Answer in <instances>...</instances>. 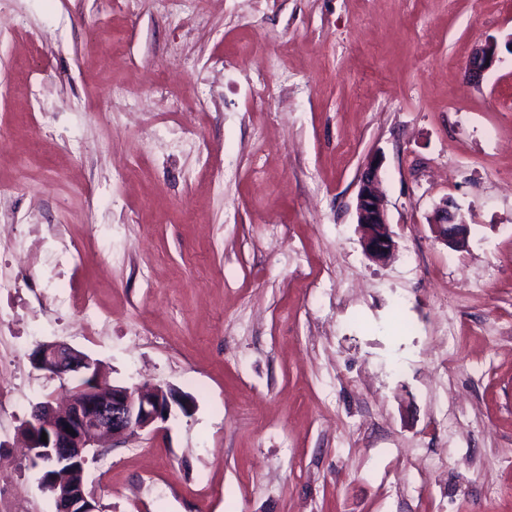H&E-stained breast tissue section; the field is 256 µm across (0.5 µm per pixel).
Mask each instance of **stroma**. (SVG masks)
Instances as JSON below:
<instances>
[{
  "instance_id": "stroma-1",
  "label": "stroma",
  "mask_w": 512,
  "mask_h": 512,
  "mask_svg": "<svg viewBox=\"0 0 512 512\" xmlns=\"http://www.w3.org/2000/svg\"><path fill=\"white\" fill-rule=\"evenodd\" d=\"M0 126V512H55L52 341L192 402L89 459L100 512H512V0H0ZM498 45L494 40H485L478 44L471 55L468 65V77L470 80L479 81L496 62ZM355 210L366 257L374 262L385 261L395 251L396 243L381 189L380 163L376 159H368L361 169ZM458 210L454 202L445 199L428 217V224L437 241L463 252L469 248L471 228Z\"/></svg>"
}]
</instances>
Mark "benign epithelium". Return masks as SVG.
<instances>
[{
  "instance_id": "1",
  "label": "benign epithelium",
  "mask_w": 512,
  "mask_h": 512,
  "mask_svg": "<svg viewBox=\"0 0 512 512\" xmlns=\"http://www.w3.org/2000/svg\"><path fill=\"white\" fill-rule=\"evenodd\" d=\"M497 56L496 41L477 45L468 65L469 79L480 80ZM355 210L366 257L385 261L395 251L396 243L381 189L380 163L375 159L367 160L361 169ZM428 224L437 241L455 251L468 250L471 228L454 202L443 200L428 217ZM32 361L35 368L52 377L64 379L78 374L84 379L72 389L64 407H55L49 399L34 404L30 418L21 427L28 450L42 455L46 470L51 472L41 486L52 495L56 512H97L84 473L72 468L78 459L105 453L167 421L174 403L185 413L191 410L189 400L162 386L109 384L97 361L63 342L38 345ZM67 427L74 433L65 431ZM44 433L45 442L41 441Z\"/></svg>"
}]
</instances>
